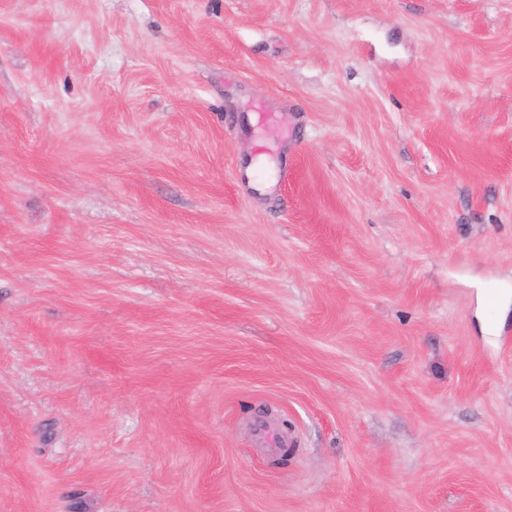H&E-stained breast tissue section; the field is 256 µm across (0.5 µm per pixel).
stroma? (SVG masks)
I'll return each mask as SVG.
<instances>
[{
    "label": "stroma",
    "instance_id": "obj_1",
    "mask_svg": "<svg viewBox=\"0 0 512 512\" xmlns=\"http://www.w3.org/2000/svg\"><path fill=\"white\" fill-rule=\"evenodd\" d=\"M0 512H512V0H0Z\"/></svg>",
    "mask_w": 512,
    "mask_h": 512
}]
</instances>
